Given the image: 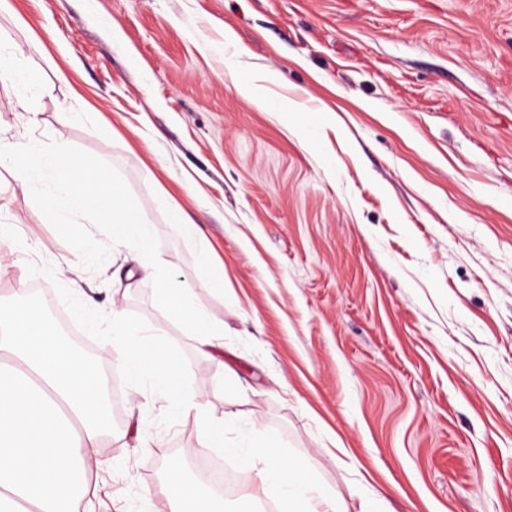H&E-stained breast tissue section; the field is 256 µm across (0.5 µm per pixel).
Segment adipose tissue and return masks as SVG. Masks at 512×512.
Here are the masks:
<instances>
[{
    "mask_svg": "<svg viewBox=\"0 0 512 512\" xmlns=\"http://www.w3.org/2000/svg\"><path fill=\"white\" fill-rule=\"evenodd\" d=\"M108 424L96 367L40 306L0 294V512H79ZM165 495L168 512H222L177 457Z\"/></svg>",
    "mask_w": 512,
    "mask_h": 512,
    "instance_id": "obj_1",
    "label": "adipose tissue"
}]
</instances>
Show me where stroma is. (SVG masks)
I'll list each match as a JSON object with an SVG mask.
<instances>
[{
  "mask_svg": "<svg viewBox=\"0 0 512 512\" xmlns=\"http://www.w3.org/2000/svg\"><path fill=\"white\" fill-rule=\"evenodd\" d=\"M18 49L30 85L0 81V145L114 166L224 346L199 353L126 246L81 269L4 161L0 292L89 357L105 344L28 265L140 315L212 417L277 432L342 512H512V0H9ZM121 394L93 512H165L169 457L216 452L194 415L164 427L163 397Z\"/></svg>",
  "mask_w": 512,
  "mask_h": 512,
  "instance_id": "obj_1",
  "label": "stroma"
}]
</instances>
